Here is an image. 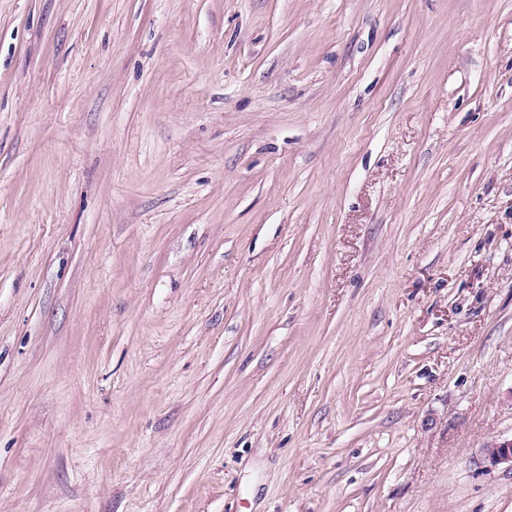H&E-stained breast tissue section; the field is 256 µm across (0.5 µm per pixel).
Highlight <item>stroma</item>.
Listing matches in <instances>:
<instances>
[{
  "label": "stroma",
  "instance_id": "1",
  "mask_svg": "<svg viewBox=\"0 0 512 512\" xmlns=\"http://www.w3.org/2000/svg\"><path fill=\"white\" fill-rule=\"evenodd\" d=\"M512 0H0V512H512Z\"/></svg>",
  "mask_w": 512,
  "mask_h": 512
}]
</instances>
